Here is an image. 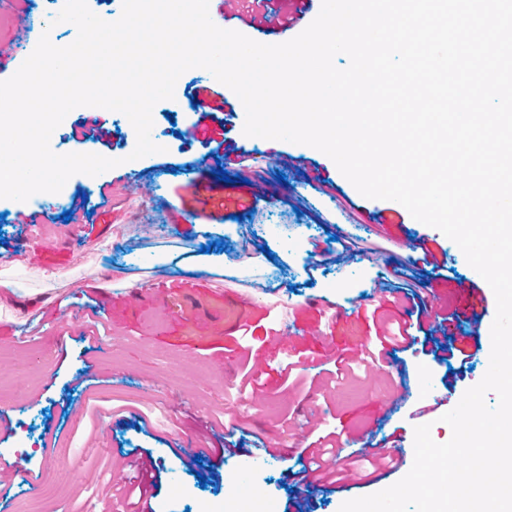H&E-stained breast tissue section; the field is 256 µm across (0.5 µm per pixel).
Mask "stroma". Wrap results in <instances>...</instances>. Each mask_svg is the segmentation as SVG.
I'll return each mask as SVG.
<instances>
[{
  "mask_svg": "<svg viewBox=\"0 0 512 512\" xmlns=\"http://www.w3.org/2000/svg\"><path fill=\"white\" fill-rule=\"evenodd\" d=\"M237 0L220 12L211 0L213 22L265 44L294 38L317 16L309 11L285 36L264 35L239 20ZM236 116L231 132L256 154L250 183L254 210L243 219L231 214H196L167 223L166 208L177 200L186 161L208 159L200 143L184 144L171 126L186 129L189 108L158 102L151 138L158 153L132 159L136 133L120 112L84 106L72 110L50 140L55 153L76 151L116 159L117 167L97 176L73 175L60 192L18 202L0 199V274H8L17 295L0 309V480L10 490L7 512H132L119 487L132 462H146L152 512H198L219 502L232 479L247 476L275 508L296 512L286 476L303 470L302 448L326 440L337 463L365 455L381 441L403 448L393 470L365 469L340 482L313 485L304 495L306 512H339L343 502L384 490L410 470L414 429L427 424L435 442H447L444 408L430 407L434 396H463L484 377L491 352V327L474 332L462 317L454 281L429 284L428 300L440 301L417 338L437 328L439 317L457 312L449 338L472 355L464 377L448 376V363L417 345L389 352L385 363L366 360L377 335L404 321L403 286L427 279L426 266L408 251L386 247V233L415 242L429 240L439 262L460 278L485 287L461 249L441 231L404 214L390 231L377 229L368 215L395 203L363 197L333 160L307 145L244 135L245 110L227 92ZM98 116L113 130L110 145L70 140L75 122ZM273 151L303 157V167L275 168L259 154ZM146 175L147 195L128 192V172ZM284 180H277V173ZM331 179L314 190L317 174ZM108 195H100L103 182ZM84 204L92 213L86 229L64 222L63 211ZM40 212L38 224L21 230L20 214ZM258 227L266 249L243 251L246 228ZM362 239L338 268L318 276L315 287L286 291L303 281L315 245L330 236ZM220 237L223 267L185 269L182 259L199 255L207 236ZM23 252L27 261L9 264ZM262 274L268 304L255 305L235 335L224 333V286L244 269ZM137 292L128 303L129 292ZM304 332L288 336V321ZM25 327L33 339L17 342ZM260 386L240 384L244 364L257 355ZM292 365L294 384L282 367ZM284 448L281 459L259 458L256 441ZM210 455L195 464L199 445Z\"/></svg>",
  "mask_w": 512,
  "mask_h": 512,
  "instance_id": "1",
  "label": "stroma"
}]
</instances>
